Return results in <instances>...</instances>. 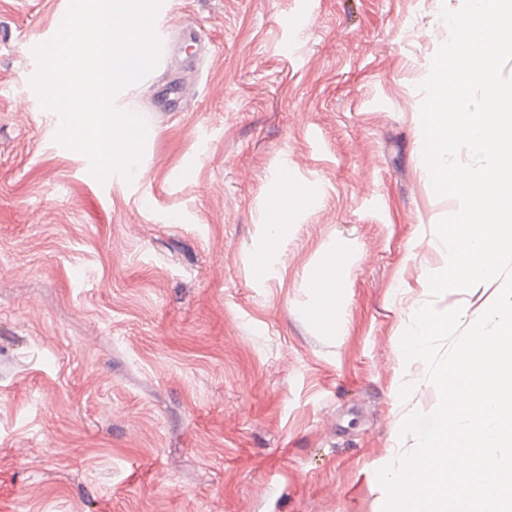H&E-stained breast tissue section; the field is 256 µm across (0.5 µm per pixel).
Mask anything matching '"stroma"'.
<instances>
[{
  "label": "stroma",
  "instance_id": "1",
  "mask_svg": "<svg viewBox=\"0 0 512 512\" xmlns=\"http://www.w3.org/2000/svg\"><path fill=\"white\" fill-rule=\"evenodd\" d=\"M164 3L126 182L31 85L69 0H0V512H383L439 404L404 333L505 283L429 284L458 202L419 164L420 86L463 0Z\"/></svg>",
  "mask_w": 512,
  "mask_h": 512
}]
</instances>
